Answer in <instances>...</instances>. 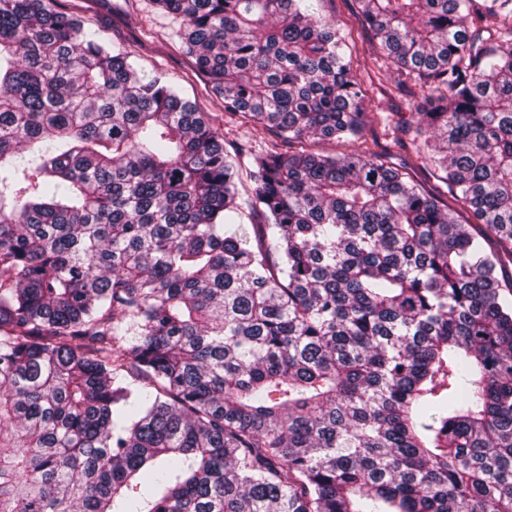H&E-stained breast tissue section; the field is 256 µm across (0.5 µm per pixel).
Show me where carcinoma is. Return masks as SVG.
Listing matches in <instances>:
<instances>
[{
    "instance_id": "carcinoma-1",
    "label": "carcinoma",
    "mask_w": 512,
    "mask_h": 512,
    "mask_svg": "<svg viewBox=\"0 0 512 512\" xmlns=\"http://www.w3.org/2000/svg\"><path fill=\"white\" fill-rule=\"evenodd\" d=\"M152 2L253 194L163 75L0 0V512H512V0H355L446 200L292 150L367 119L314 0Z\"/></svg>"
}]
</instances>
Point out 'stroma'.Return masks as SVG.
I'll use <instances>...</instances> for the list:
<instances>
[{"label": "stroma", "mask_w": 512, "mask_h": 512, "mask_svg": "<svg viewBox=\"0 0 512 512\" xmlns=\"http://www.w3.org/2000/svg\"><path fill=\"white\" fill-rule=\"evenodd\" d=\"M54 7L79 12L88 34L102 39L108 47L129 51L138 74H164L181 97L210 115L214 128L224 138L225 150L233 154L260 152L262 145L252 126L225 113L221 100L183 53L180 21L175 16L156 10L150 0H55ZM316 8L335 24L340 35L352 37L356 45L354 72L358 81L370 85L371 115L361 136L366 140L382 136L383 117L396 110H410L409 104L396 96L395 70L384 71L379 82H370L378 45L370 29L357 18L354 0H318Z\"/></svg>", "instance_id": "35a3bbf8"}]
</instances>
